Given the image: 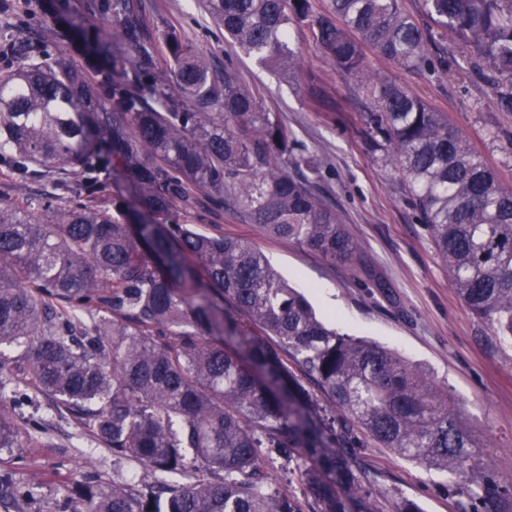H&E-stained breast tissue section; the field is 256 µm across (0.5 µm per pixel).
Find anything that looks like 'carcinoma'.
Instances as JSON below:
<instances>
[{"label": "carcinoma", "mask_w": 512, "mask_h": 512, "mask_svg": "<svg viewBox=\"0 0 512 512\" xmlns=\"http://www.w3.org/2000/svg\"><path fill=\"white\" fill-rule=\"evenodd\" d=\"M246 56L285 77L307 28L372 104L366 124L404 181L460 298L512 339V186L463 134L367 54L403 70L443 67L430 26L464 45L462 72L512 81V0H204ZM140 0H82L58 49L0 72V168L21 189L0 202V344L24 347L15 387L45 392L158 493L74 487L78 512H377L355 449L371 440L465 479L473 512H499V481L448 388L378 344L327 328L252 243L184 222L201 201L326 260L357 258L336 203L305 174L294 131L231 64L175 32L165 50L130 22ZM99 18L105 25L86 27ZM112 197L91 204L107 182ZM0 381V448L17 447ZM272 449L303 497L280 494ZM192 450L200 467L185 463ZM28 493L0 474V501Z\"/></svg>", "instance_id": "cac0c4a2"}]
</instances>
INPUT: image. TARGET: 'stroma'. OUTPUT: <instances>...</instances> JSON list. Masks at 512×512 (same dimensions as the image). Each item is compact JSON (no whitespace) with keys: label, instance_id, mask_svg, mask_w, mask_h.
Listing matches in <instances>:
<instances>
[{"label":"stroma","instance_id":"35a3bbf8","mask_svg":"<svg viewBox=\"0 0 512 512\" xmlns=\"http://www.w3.org/2000/svg\"><path fill=\"white\" fill-rule=\"evenodd\" d=\"M6 2L0 39L9 38L14 52L0 59V72L41 50L64 47L58 0ZM131 22L147 25L153 44H161L173 29L213 62L233 59L241 81L281 114L306 154L318 161L313 179L336 201L359 254L353 262L333 264L310 248L204 207L189 215L188 223L251 241L304 294L317 316L342 333L397 350L446 384L464 409V422L487 444L491 470L512 481V347L500 344L458 296L424 224L407 203L402 181L371 144L365 122L370 103L355 81L336 72L304 29L295 32L300 55L295 79L254 59L236 58L201 0H142ZM428 50L447 59V70H399L375 58L370 64L445 113L500 181L512 185V111L500 107L486 79L456 75L468 55L464 46L437 37ZM16 413L38 426L21 430L18 447L0 448V474L30 488L25 512H73L67 475L126 483L139 469L113 457L53 397H35ZM357 459L372 481L378 512H397L406 501L421 512H461L468 503L448 473L427 470L389 449L370 443L358 449Z\"/></svg>","mask_w":512,"mask_h":512}]
</instances>
